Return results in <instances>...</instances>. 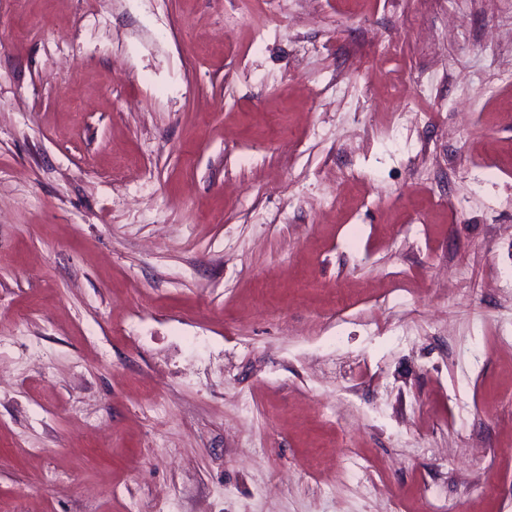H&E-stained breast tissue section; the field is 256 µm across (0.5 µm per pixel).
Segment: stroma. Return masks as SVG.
Returning <instances> with one entry per match:
<instances>
[{
    "label": "stroma",
    "mask_w": 512,
    "mask_h": 512,
    "mask_svg": "<svg viewBox=\"0 0 512 512\" xmlns=\"http://www.w3.org/2000/svg\"><path fill=\"white\" fill-rule=\"evenodd\" d=\"M512 0H0V512H512Z\"/></svg>",
    "instance_id": "1"
}]
</instances>
